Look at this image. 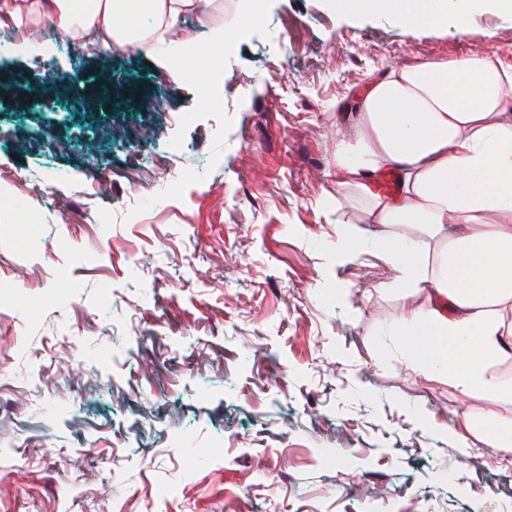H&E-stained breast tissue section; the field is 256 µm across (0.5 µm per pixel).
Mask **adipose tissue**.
Here are the masks:
<instances>
[{
  "label": "adipose tissue",
  "instance_id": "1",
  "mask_svg": "<svg viewBox=\"0 0 512 512\" xmlns=\"http://www.w3.org/2000/svg\"><path fill=\"white\" fill-rule=\"evenodd\" d=\"M219 0H0V27L15 50L35 47L51 23L60 42L109 54L128 46L166 60L192 54L176 34L187 14L206 22ZM339 11L390 13L411 29L438 28L426 0H336ZM336 182L362 198L383 225L379 256L396 287L416 296L388 328L407 342L415 369L439 368L463 392L512 402V378L493 364L512 356V63L477 52L372 75L357 98L351 132L336 138ZM397 172L398 193L379 194L373 176ZM426 337L427 346L413 344ZM461 442L494 438L512 447V426L493 412L464 417Z\"/></svg>",
  "mask_w": 512,
  "mask_h": 512
}]
</instances>
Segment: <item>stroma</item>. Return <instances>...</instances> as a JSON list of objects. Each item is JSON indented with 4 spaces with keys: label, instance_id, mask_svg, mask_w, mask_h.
Masks as SVG:
<instances>
[{
    "label": "stroma",
    "instance_id": "obj_1",
    "mask_svg": "<svg viewBox=\"0 0 512 512\" xmlns=\"http://www.w3.org/2000/svg\"><path fill=\"white\" fill-rule=\"evenodd\" d=\"M224 0L223 78L44 38L21 88L109 70L141 95L0 101V512H512V451L455 439L512 403L415 370L382 233L336 186L331 138L370 74L489 50L329 0ZM298 37L281 44L289 32ZM191 180L163 197L160 177ZM206 457H198V450Z\"/></svg>",
    "mask_w": 512,
    "mask_h": 512
}]
</instances>
